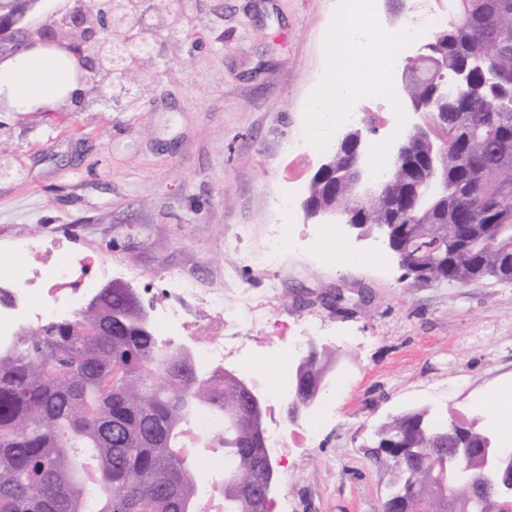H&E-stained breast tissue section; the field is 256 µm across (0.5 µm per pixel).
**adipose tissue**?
Instances as JSON below:
<instances>
[{
    "label": "adipose tissue",
    "mask_w": 512,
    "mask_h": 512,
    "mask_svg": "<svg viewBox=\"0 0 512 512\" xmlns=\"http://www.w3.org/2000/svg\"><path fill=\"white\" fill-rule=\"evenodd\" d=\"M84 70L68 43H35L0 54V102L10 111L59 112L87 89Z\"/></svg>",
    "instance_id": "obj_1"
}]
</instances>
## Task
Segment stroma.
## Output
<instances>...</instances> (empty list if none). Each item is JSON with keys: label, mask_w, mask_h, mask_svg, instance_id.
I'll return each instance as SVG.
<instances>
[{"label": "stroma", "mask_w": 512, "mask_h": 512, "mask_svg": "<svg viewBox=\"0 0 512 512\" xmlns=\"http://www.w3.org/2000/svg\"><path fill=\"white\" fill-rule=\"evenodd\" d=\"M336 17L330 0H147L153 60L131 74L133 108L97 103L105 79L74 112H0V251L26 243L35 265L55 243L136 268L149 311L177 280L206 291L234 265L268 308L267 323L236 327L253 356L279 332L329 353L313 411L293 423L286 406L264 409L265 432L289 436L278 512H381L392 474L373 456L377 426L424 410L478 422L501 448L493 397L512 394V284L413 285L382 237L348 224L343 246L363 263L311 249L267 273L238 262L274 199L325 159L288 143L315 123Z\"/></svg>", "instance_id": "stroma-1"}]
</instances>
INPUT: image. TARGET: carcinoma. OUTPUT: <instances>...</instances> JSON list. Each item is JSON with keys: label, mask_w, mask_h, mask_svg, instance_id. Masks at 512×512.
<instances>
[{"label": "carcinoma", "mask_w": 512, "mask_h": 512, "mask_svg": "<svg viewBox=\"0 0 512 512\" xmlns=\"http://www.w3.org/2000/svg\"><path fill=\"white\" fill-rule=\"evenodd\" d=\"M452 14L426 57L407 65L420 76L406 88L434 132L415 140L391 165L402 189L427 174L433 147L447 145L443 185L424 208L410 196L356 197L339 180L311 181L307 201L336 203L354 225L387 238L412 282L512 283V0H450ZM125 26L139 20L137 0H118ZM105 51L126 67L151 45L124 41ZM143 307L130 288H101L70 318H57L0 344V512H186L199 495L200 456L184 458L179 437L207 411L224 416V512H252L236 478L272 466L250 429L236 428L245 409L240 380L201 375L191 362L142 328ZM312 349L301 380L324 375ZM375 455L391 466V496L411 512H512V499L492 507L455 469L481 467L480 432L450 421L433 426L412 412L374 433Z\"/></svg>", "instance_id": "cac0c4a2"}]
</instances>
